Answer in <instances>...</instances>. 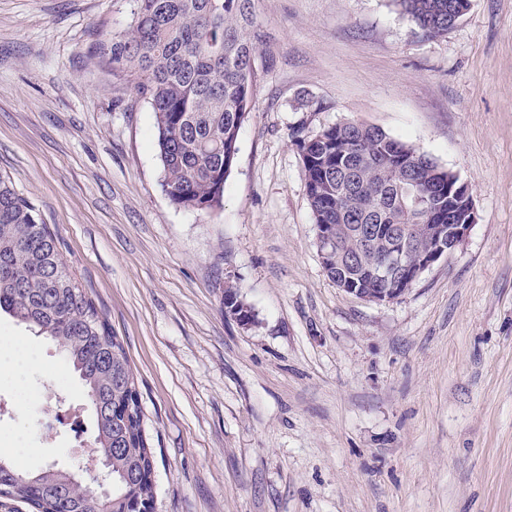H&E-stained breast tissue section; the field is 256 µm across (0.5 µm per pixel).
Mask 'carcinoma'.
<instances>
[{
    "mask_svg": "<svg viewBox=\"0 0 512 512\" xmlns=\"http://www.w3.org/2000/svg\"><path fill=\"white\" fill-rule=\"evenodd\" d=\"M428 38L448 33V14L464 15L470 0H396ZM129 22L103 37L96 53L112 77L134 85L149 104L163 186L177 205L201 213L223 207L224 183L250 113L256 59L267 35L254 0H129ZM313 223L338 229V259L323 270L342 280L345 260L363 252L359 287L390 288L371 270L372 258L400 244L388 225L406 224L403 187L420 186L428 205L422 224L448 223L451 171L411 144L357 122L297 141ZM227 307L252 319L251 306L232 287ZM55 343L78 374L92 406L95 442L114 477L104 498L78 481L75 469L51 463L24 473L0 455V484L32 512H137L155 501L145 478L153 452L140 393L123 344L88 293L65 266L57 238L35 206L0 176V312Z\"/></svg>",
    "mask_w": 512,
    "mask_h": 512,
    "instance_id": "carcinoma-1",
    "label": "carcinoma"
}]
</instances>
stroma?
Here are the masks:
<instances>
[{
	"label": "stroma",
	"instance_id": "stroma-1",
	"mask_svg": "<svg viewBox=\"0 0 512 512\" xmlns=\"http://www.w3.org/2000/svg\"><path fill=\"white\" fill-rule=\"evenodd\" d=\"M272 64L202 214L163 187L149 105L92 56L125 0H0V174L123 343L156 512H512V0L444 37L395 0H256ZM359 122L457 174L475 220L397 299L322 269L293 138ZM233 281L255 313L224 310ZM43 374L54 439L0 420L21 471L94 454L59 348L0 313V396Z\"/></svg>",
	"mask_w": 512,
	"mask_h": 512
}]
</instances>
